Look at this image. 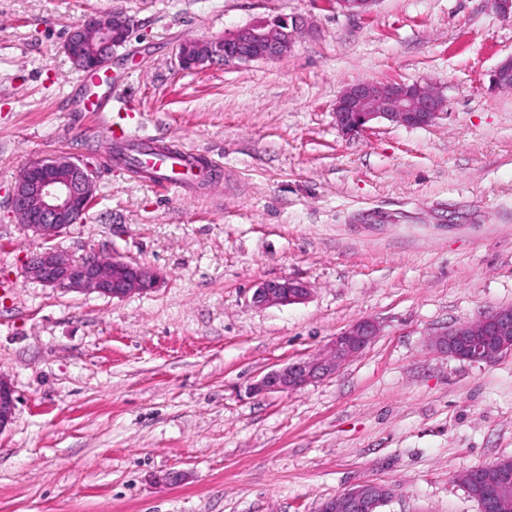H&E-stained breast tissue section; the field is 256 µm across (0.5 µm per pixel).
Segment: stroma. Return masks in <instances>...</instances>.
I'll list each match as a JSON object with an SVG mask.
<instances>
[{"instance_id":"obj_1","label":"stroma","mask_w":512,"mask_h":512,"mask_svg":"<svg viewBox=\"0 0 512 512\" xmlns=\"http://www.w3.org/2000/svg\"><path fill=\"white\" fill-rule=\"evenodd\" d=\"M122 12L113 96L155 145L194 149L211 176L185 191L132 174L84 112L65 52L73 25ZM296 18L288 54L183 69L189 38ZM512 22L489 0H0V512H318L374 481L381 512H480L458 474L512 456V353L434 351L443 327L512 306V91L490 75ZM430 83L427 127L348 136L349 85ZM87 163L96 198L53 247L160 269L121 299L27 280L42 240L9 206L20 171ZM291 278L309 297L259 308ZM380 334L336 374L254 395L282 364L323 353L361 319ZM179 472L180 483L163 475ZM307 296L308 288L304 283L283 278L260 283L252 299L257 307H268L301 303ZM16 397L10 382L0 373V431L12 423L15 416Z\"/></svg>"}]
</instances>
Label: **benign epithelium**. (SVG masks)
Instances as JSON below:
<instances>
[{
  "label": "benign epithelium",
  "instance_id": "obj_1",
  "mask_svg": "<svg viewBox=\"0 0 512 512\" xmlns=\"http://www.w3.org/2000/svg\"><path fill=\"white\" fill-rule=\"evenodd\" d=\"M377 0H334L351 15L366 14ZM134 28L122 13L87 16L72 28L65 51L79 70L99 72L125 45ZM297 24L286 19L243 27L222 39H193L179 44L177 57L185 69H199L220 59L224 64L273 60L285 56L294 44ZM493 84L512 90V55L502 59L492 74ZM445 108L434 87L421 83L359 82L336 99V126L345 134H357L376 120L405 127L433 124ZM96 184L87 165L67 157H55L26 167L16 178L10 207L21 230L45 241L81 221L95 197ZM25 278L45 286L97 292L112 298L147 293L163 282L160 271L120 258L102 260L89 256L75 260L52 247L31 256ZM307 286L283 278L259 284L253 293L258 307L286 306L303 302ZM379 335L377 323L362 319L336 335L325 354L290 361L265 374L252 390L256 393L292 392L332 375L345 362L363 352ZM432 346L440 353L470 362L490 363L512 353V307L488 311L478 320L437 334ZM16 397L10 382L0 374V431L12 423ZM483 489L481 512H512V471L493 464L474 471ZM393 489L376 482L360 483L327 499L320 512H380Z\"/></svg>",
  "mask_w": 512,
  "mask_h": 512
}]
</instances>
